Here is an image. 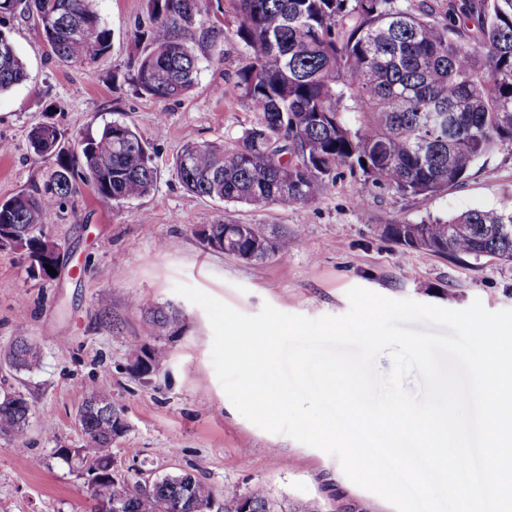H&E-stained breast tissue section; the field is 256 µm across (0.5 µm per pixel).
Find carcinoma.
Here are the masks:
<instances>
[{"mask_svg": "<svg viewBox=\"0 0 512 512\" xmlns=\"http://www.w3.org/2000/svg\"><path fill=\"white\" fill-rule=\"evenodd\" d=\"M146 19L132 32L142 50L128 77L157 100L190 91L199 60L194 45L214 38L205 0H145ZM236 35L247 49L235 87L252 120L231 147L184 145L177 173L187 191L256 210L314 202L328 184L349 173L366 186L404 196L432 195L462 184L493 150L512 146V0H448V22L433 19L424 0H233ZM19 13L40 28L50 53L68 66L85 67L111 47L110 32L91 0H0V16ZM473 22L476 35L462 34ZM10 32L0 29V93L25 80ZM53 124L31 129L33 152L53 160L43 183L0 202V248L22 250L42 272V225L84 186L120 206L148 195L158 171L146 143L131 126L112 122L86 132L73 148L60 146ZM385 237L412 250L445 256L494 257L512 262V207L469 209L420 224H388ZM206 247L224 244L227 256L263 263L300 245L295 235L261 224L221 220L199 232ZM177 310L149 312L146 336L129 344L133 357L153 368L168 351L163 335ZM4 359L15 371L40 360L28 336L15 337ZM93 398L79 424L84 444L57 449L99 474L92 495L96 512L118 500L141 512L140 472L112 477V399ZM31 408L24 395L0 396V438L25 436ZM153 512H190L206 504L213 487L189 472L165 474L152 488ZM318 512L315 502L283 506L265 487L224 497L223 512Z\"/></svg>", "mask_w": 512, "mask_h": 512, "instance_id": "carcinoma-1", "label": "carcinoma"}]
</instances>
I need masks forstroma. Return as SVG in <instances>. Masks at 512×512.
I'll use <instances>...</instances> for the list:
<instances>
[{
  "label": "stroma",
  "instance_id": "1",
  "mask_svg": "<svg viewBox=\"0 0 512 512\" xmlns=\"http://www.w3.org/2000/svg\"><path fill=\"white\" fill-rule=\"evenodd\" d=\"M94 6L112 47L90 68L58 62L22 15L0 19L28 73L25 83L0 94V139L12 145L0 155V201L42 179L50 161L32 152L27 135L46 121L67 142L113 121L127 123L154 153L159 176L148 196L121 207L85 188L48 216L44 231L62 258L53 278L35 276L22 252L0 250V350L15 334L22 301L26 333L42 354L31 372L0 366V390L20 391L32 409L22 441L0 440V512H92L87 471L70 467L56 450L82 445L76 414L93 393L109 396L129 422L112 449L121 469L187 471L220 498L260 484L273 499H310L321 512H396L351 482L337 457L264 431L236 410L211 362L205 312L174 288L197 287L247 315L268 303L309 318L341 316L354 287L447 309L478 299L491 311L512 310V263L411 250L381 235L387 224L511 205L512 147H499L466 182L432 196L364 187L347 175L310 204L256 210L195 196L177 175V151L191 142L232 146L252 118L235 87L246 50L233 11L227 0H209V17L224 36L217 48H198L195 86L159 101L128 84L112 88V73L127 72L140 52L132 32L144 16L143 0H94ZM219 220L297 232L302 244L261 264L228 257L197 235ZM101 297L107 309H99ZM168 304L183 319L167 335V361L146 376L128 344L144 337L147 310Z\"/></svg>",
  "mask_w": 512,
  "mask_h": 512
}]
</instances>
